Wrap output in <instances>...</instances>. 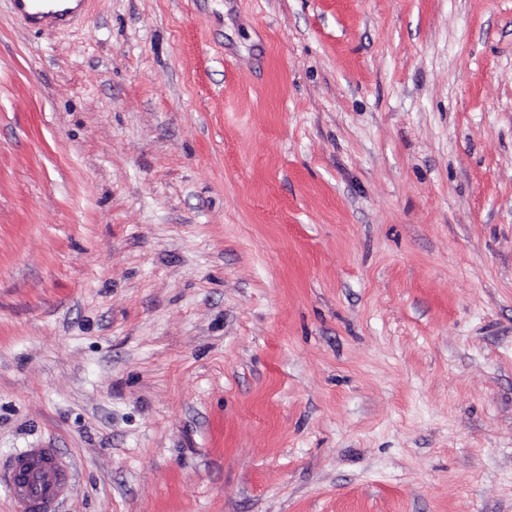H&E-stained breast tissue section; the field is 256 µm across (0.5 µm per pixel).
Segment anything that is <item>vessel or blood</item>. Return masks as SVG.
<instances>
[{
    "label": "vessel or blood",
    "mask_w": 512,
    "mask_h": 512,
    "mask_svg": "<svg viewBox=\"0 0 512 512\" xmlns=\"http://www.w3.org/2000/svg\"><path fill=\"white\" fill-rule=\"evenodd\" d=\"M14 12L30 23L69 24L77 14L72 0H11ZM24 512H51L69 494L71 474L53 448H25L11 460L4 477Z\"/></svg>",
    "instance_id": "vessel-or-blood-1"
}]
</instances>
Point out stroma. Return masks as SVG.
<instances>
[{"label":"stroma","instance_id":"1","mask_svg":"<svg viewBox=\"0 0 512 512\" xmlns=\"http://www.w3.org/2000/svg\"><path fill=\"white\" fill-rule=\"evenodd\" d=\"M55 512H512V0H0V472ZM14 12L29 23L50 21L49 25L62 27L78 14L83 0H10ZM72 2L78 6L72 8ZM3 481L24 512H48L71 488V474L56 448H23L12 458Z\"/></svg>","mask_w":512,"mask_h":512}]
</instances>
